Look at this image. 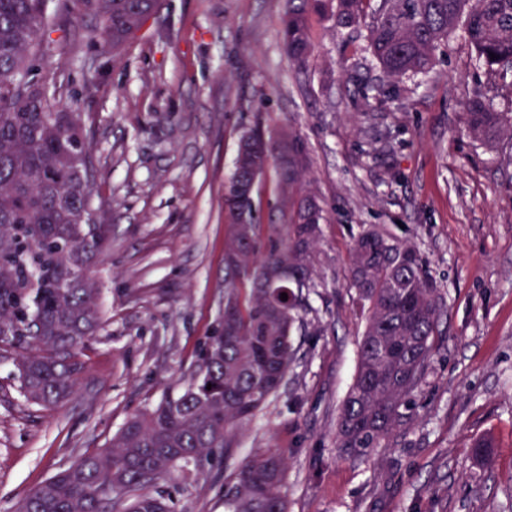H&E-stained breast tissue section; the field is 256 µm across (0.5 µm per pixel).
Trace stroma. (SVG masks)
I'll return each instance as SVG.
<instances>
[{"label": "stroma", "mask_w": 512, "mask_h": 512, "mask_svg": "<svg viewBox=\"0 0 512 512\" xmlns=\"http://www.w3.org/2000/svg\"><path fill=\"white\" fill-rule=\"evenodd\" d=\"M284 0H161L120 61L99 21L66 15L43 64L84 113L94 205L112 226L93 272L103 328L80 357L75 392L51 409L19 392L0 357V512L84 452L110 445L129 416L180 390L224 310V211L240 136L299 133L306 180L325 210L313 286L288 381L181 490L178 512H224L245 458H288V512H512V139H474L464 104L488 75L452 36L425 74L362 98L381 72L363 35L309 18L305 66L283 50ZM260 254L285 239L268 170L255 194ZM377 229L414 245L442 297V335L408 422L363 458L339 455L336 419L358 366L365 318L349 288L351 249ZM491 436L495 455L473 458Z\"/></svg>", "instance_id": "obj_1"}]
</instances>
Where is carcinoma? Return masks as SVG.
I'll list each match as a JSON object with an SVG mask.
<instances>
[{
    "label": "carcinoma",
    "mask_w": 512,
    "mask_h": 512,
    "mask_svg": "<svg viewBox=\"0 0 512 512\" xmlns=\"http://www.w3.org/2000/svg\"><path fill=\"white\" fill-rule=\"evenodd\" d=\"M47 0H0V344L16 354L25 399L50 408L70 397L76 352L102 327L91 274L108 250L112 225L90 222L92 164L72 140L83 136V115L57 106L56 75L39 64L52 30ZM67 14L91 13L100 22L101 47L119 59L158 9V0H61ZM318 12L336 30L365 28L383 80L428 72L453 34L468 41L491 76L512 71V0H285L283 49L301 66L312 53L309 16ZM27 76L47 94L26 95ZM490 88L476 86L466 103L469 134L494 144L512 138V111H499ZM261 130L244 133L224 193L229 213L254 214L249 174L275 161L286 199L287 240L257 263V224H232L224 252V331L203 344L206 371L183 389L127 419L112 444L80 455L41 482L16 512H177L167 481L184 486L205 462L237 447V430L280 386L293 361L292 333L312 288L311 256L324 209L300 185L309 153L303 138L283 132L267 149L252 148ZM251 281L242 298L238 281ZM351 285L366 312L354 381L341 405L336 448L362 458L407 420L409 398L420 386L438 334L441 297L426 258L396 238L368 229L353 246ZM288 299L281 300V294ZM493 440L472 444L478 460ZM156 474L146 485L141 476ZM286 457L259 452L244 459L224 485V512H288L282 489Z\"/></svg>",
    "instance_id": "obj_1"
}]
</instances>
